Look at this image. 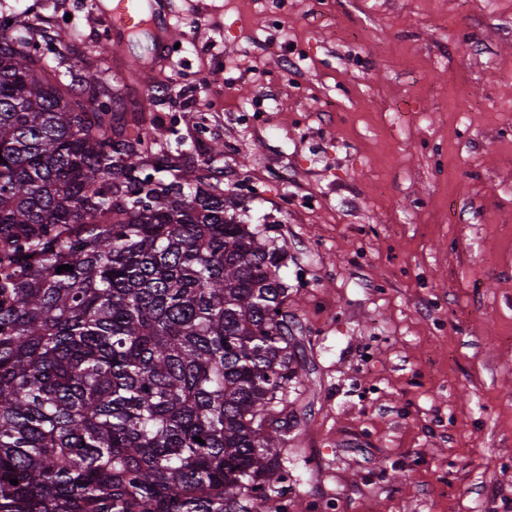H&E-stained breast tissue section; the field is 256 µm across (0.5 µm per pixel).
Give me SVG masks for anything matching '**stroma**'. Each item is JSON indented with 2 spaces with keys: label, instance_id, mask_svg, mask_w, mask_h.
<instances>
[{
  "label": "stroma",
  "instance_id": "1",
  "mask_svg": "<svg viewBox=\"0 0 512 512\" xmlns=\"http://www.w3.org/2000/svg\"><path fill=\"white\" fill-rule=\"evenodd\" d=\"M152 150L224 144L238 214L283 247L306 374L288 469L301 512H512V0H171ZM79 66L89 0H0ZM303 53L284 67L289 48ZM224 73L187 95L184 71ZM274 93L263 123L241 107ZM315 204L301 207V200Z\"/></svg>",
  "mask_w": 512,
  "mask_h": 512
}]
</instances>
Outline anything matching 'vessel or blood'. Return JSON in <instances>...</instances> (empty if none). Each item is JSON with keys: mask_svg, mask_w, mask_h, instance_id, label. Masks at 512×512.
I'll use <instances>...</instances> for the list:
<instances>
[{"mask_svg": "<svg viewBox=\"0 0 512 512\" xmlns=\"http://www.w3.org/2000/svg\"><path fill=\"white\" fill-rule=\"evenodd\" d=\"M94 13L108 28L113 39H126L137 30L136 19L147 14L153 36V48L150 60L165 61L167 49L177 37L171 23V11L168 0H110L109 4H96ZM150 60L131 59L127 68L136 74L140 83L151 86L154 82Z\"/></svg>", "mask_w": 512, "mask_h": 512, "instance_id": "1", "label": "vessel or blood"}]
</instances>
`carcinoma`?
<instances>
[{
    "label": "carcinoma",
    "mask_w": 512,
    "mask_h": 512,
    "mask_svg": "<svg viewBox=\"0 0 512 512\" xmlns=\"http://www.w3.org/2000/svg\"><path fill=\"white\" fill-rule=\"evenodd\" d=\"M3 27L0 512L285 498L284 403L304 371L285 254L228 214L224 150L151 151L136 129L152 98L99 70L77 93L56 39Z\"/></svg>",
    "instance_id": "cac0c4a2"
}]
</instances>
